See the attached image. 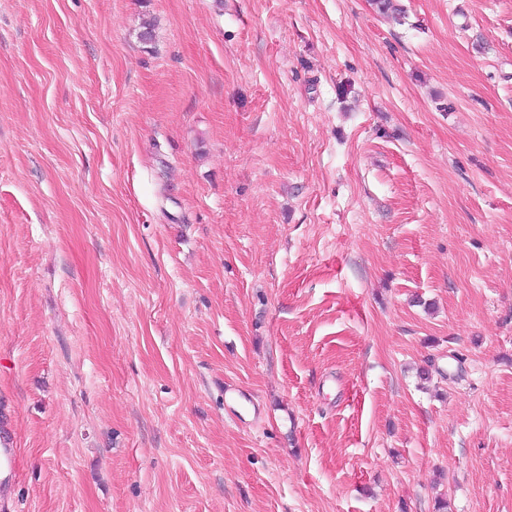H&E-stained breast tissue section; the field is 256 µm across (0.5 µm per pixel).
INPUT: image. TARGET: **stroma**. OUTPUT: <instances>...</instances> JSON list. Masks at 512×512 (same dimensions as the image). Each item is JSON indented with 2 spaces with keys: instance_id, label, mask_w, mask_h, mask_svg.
<instances>
[{
  "instance_id": "1",
  "label": "stroma",
  "mask_w": 512,
  "mask_h": 512,
  "mask_svg": "<svg viewBox=\"0 0 512 512\" xmlns=\"http://www.w3.org/2000/svg\"><path fill=\"white\" fill-rule=\"evenodd\" d=\"M399 2L0 0V512H512V0Z\"/></svg>"
}]
</instances>
